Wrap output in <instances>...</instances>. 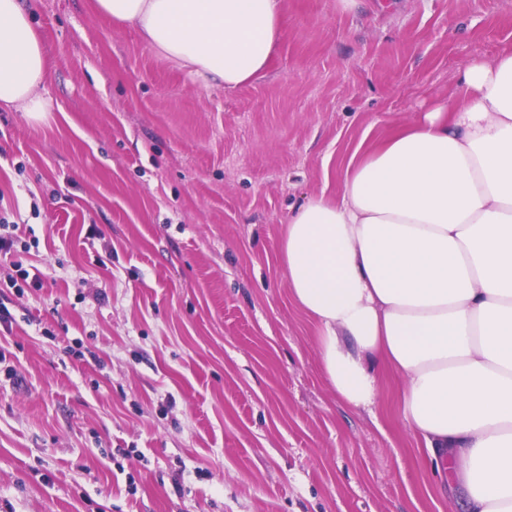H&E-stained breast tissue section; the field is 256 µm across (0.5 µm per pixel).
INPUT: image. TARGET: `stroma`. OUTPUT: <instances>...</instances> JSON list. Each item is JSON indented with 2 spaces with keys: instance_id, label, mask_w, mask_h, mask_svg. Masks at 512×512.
Returning <instances> with one entry per match:
<instances>
[{
  "instance_id": "35a3bbf8",
  "label": "stroma",
  "mask_w": 512,
  "mask_h": 512,
  "mask_svg": "<svg viewBox=\"0 0 512 512\" xmlns=\"http://www.w3.org/2000/svg\"><path fill=\"white\" fill-rule=\"evenodd\" d=\"M27 6L51 112L0 110V512H450L398 378L372 412L324 380L279 243L356 150L512 48V0H281L269 70L229 91L91 0Z\"/></svg>"
}]
</instances>
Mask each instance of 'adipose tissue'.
<instances>
[{
  "mask_svg": "<svg viewBox=\"0 0 512 512\" xmlns=\"http://www.w3.org/2000/svg\"><path fill=\"white\" fill-rule=\"evenodd\" d=\"M203 88L262 77L279 0H93ZM42 38L0 0V109L51 107ZM288 291L319 329L336 396L373 409L400 380L413 436L457 484V512H512V50L470 64L457 92L350 160L338 198H306L280 243Z\"/></svg>",
  "mask_w": 512,
  "mask_h": 512,
  "instance_id": "adipose-tissue-1",
  "label": "adipose tissue"
}]
</instances>
